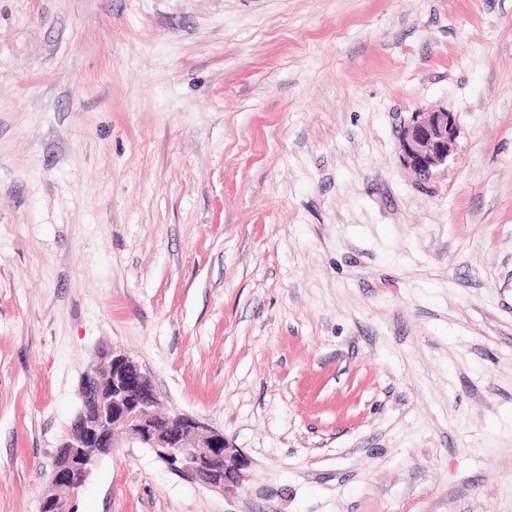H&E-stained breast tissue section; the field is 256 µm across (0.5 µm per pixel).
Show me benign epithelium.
<instances>
[{
  "instance_id": "1",
  "label": "benign epithelium",
  "mask_w": 512,
  "mask_h": 512,
  "mask_svg": "<svg viewBox=\"0 0 512 512\" xmlns=\"http://www.w3.org/2000/svg\"><path fill=\"white\" fill-rule=\"evenodd\" d=\"M456 138L453 114L441 109L417 112L401 131L400 161L426 179L447 163ZM80 393L84 401L98 405V414L90 421L70 424L62 442L71 449L69 460L54 468L41 493V506L55 502L61 512H72V498L90 474L80 461L97 455L101 448H120L124 443L145 445L163 460L182 462L180 472L211 489L233 488L231 480L205 476L216 460L224 462V473L245 475L247 457L222 432L182 412L168 413L157 421L158 393L151 374L119 349L102 353L99 369L88 375Z\"/></svg>"
}]
</instances>
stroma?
I'll use <instances>...</instances> for the list:
<instances>
[{"mask_svg": "<svg viewBox=\"0 0 512 512\" xmlns=\"http://www.w3.org/2000/svg\"><path fill=\"white\" fill-rule=\"evenodd\" d=\"M111 346L251 466L78 512H512V0H0V512ZM457 138L453 114L438 109L417 112L400 135L402 165L420 179L428 178L448 161L451 145Z\"/></svg>", "mask_w": 512, "mask_h": 512, "instance_id": "obj_1", "label": "stroma"}]
</instances>
